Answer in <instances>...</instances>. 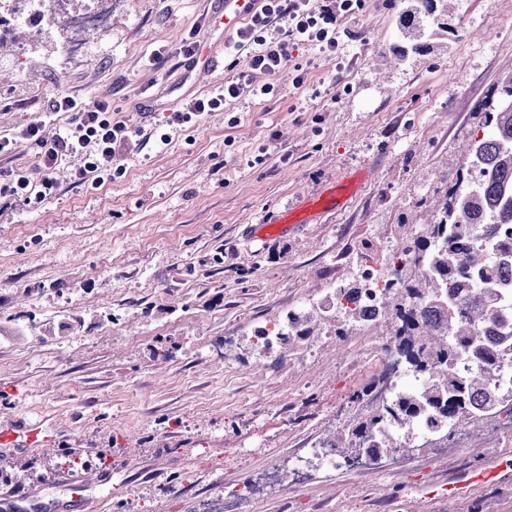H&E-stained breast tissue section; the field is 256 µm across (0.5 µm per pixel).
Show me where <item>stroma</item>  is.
I'll list each match as a JSON object with an SVG mask.
<instances>
[{
    "instance_id": "obj_1",
    "label": "stroma",
    "mask_w": 512,
    "mask_h": 512,
    "mask_svg": "<svg viewBox=\"0 0 512 512\" xmlns=\"http://www.w3.org/2000/svg\"><path fill=\"white\" fill-rule=\"evenodd\" d=\"M410 6L361 0L337 22L335 53L295 48L303 85L283 72L271 79L276 98L231 100L184 129L169 118L186 98L245 68L225 65L185 95L183 66L151 63L205 31L210 0H65L50 36L22 27L0 48L11 63L16 44L31 47L0 82V135L31 124L53 133L67 116L48 105L62 95L108 98L115 118L145 132L119 157V178L76 183L69 158L59 195L0 214V425L40 414L61 428L54 447L0 461V493L26 497L56 469L87 480L100 512H187L225 483L287 466L310 439L347 436L359 418L350 397L377 379L375 353L392 332L322 311L325 291L432 222L470 170L464 150L486 129L484 101L512 75V0H448L431 52L398 64ZM107 7L108 38L75 27ZM62 38L83 54L60 59ZM357 168L369 175L343 212L251 237ZM291 311L316 312L309 336L258 346L256 331ZM509 448L506 438L461 449L448 476L428 448L368 474L316 466L256 512H512V495L493 485L449 503L426 496Z\"/></svg>"
}]
</instances>
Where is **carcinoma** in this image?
Masks as SVG:
<instances>
[{"label": "carcinoma", "instance_id": "obj_1", "mask_svg": "<svg viewBox=\"0 0 512 512\" xmlns=\"http://www.w3.org/2000/svg\"><path fill=\"white\" fill-rule=\"evenodd\" d=\"M400 18L402 42L394 54L404 61L409 55L431 49L417 15L426 13L442 27L448 0H414ZM501 103L487 113L488 136L474 141L478 157L471 166L478 177L456 194L446 196L435 208L433 223L412 241L401 240L390 260L415 255L414 279L384 299L387 321L400 339L405 372L426 378L419 391L402 392L355 425L351 446L362 450L364 438L377 437L385 448L400 450L394 439L398 430L423 419L426 425H441L426 418L437 412L458 429L475 418L483 419L508 409L512 413V390L504 391L491 373L500 358L512 352V310L502 307V298L512 293V76L500 85ZM472 224L490 225L495 243L490 250H464L459 245ZM431 301L442 320L417 311L412 301ZM474 361L479 369L460 374L456 364Z\"/></svg>", "mask_w": 512, "mask_h": 512}]
</instances>
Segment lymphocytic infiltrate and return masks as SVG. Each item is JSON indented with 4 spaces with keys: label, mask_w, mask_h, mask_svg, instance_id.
Returning <instances> with one entry per match:
<instances>
[{
    "label": "lymphocytic infiltrate",
    "mask_w": 512,
    "mask_h": 512,
    "mask_svg": "<svg viewBox=\"0 0 512 512\" xmlns=\"http://www.w3.org/2000/svg\"><path fill=\"white\" fill-rule=\"evenodd\" d=\"M360 0H328L320 12L306 7V0H265L251 20L237 28L225 42L224 52L230 56H244L246 70L237 80L219 87L210 96L188 100L182 110L174 112L171 123L195 125L207 112L223 110L227 99L242 96L272 97L277 86L270 83L255 86L253 72L273 76L287 70L295 42H307L321 50L335 52L339 45L336 37L338 17L354 13ZM54 112L70 113L71 118L62 132L52 137L41 134L39 127L29 126L21 135L37 147V158L42 177L32 180L26 170H9L0 182V196L24 204H39L57 196L60 184L54 173L69 157H81L82 165L76 172L78 179L104 183L120 176L115 167L117 154L131 141L134 131L124 121L112 118V105L106 100L86 104L72 96H61L51 101Z\"/></svg>",
    "instance_id": "f902f5d3"
}]
</instances>
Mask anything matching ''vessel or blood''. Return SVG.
<instances>
[{"label": "vessel or blood", "mask_w": 512, "mask_h": 512, "mask_svg": "<svg viewBox=\"0 0 512 512\" xmlns=\"http://www.w3.org/2000/svg\"><path fill=\"white\" fill-rule=\"evenodd\" d=\"M259 2L260 0H213L214 8L202 38V47L196 55L185 60V70L198 75L215 72L220 66L219 49L223 48L235 26L254 13ZM343 205L342 191L331 187L315 197L289 206L288 211L292 214L305 211L326 213L341 210ZM55 444V433L46 426L44 420L36 417H27L7 426H0L1 448H48ZM511 478L512 461L505 459L470 473L464 480L448 483L438 490L437 495L444 499H454L459 497L467 486L499 484Z\"/></svg>", "instance_id": "vessel-or-blood-1"}]
</instances>
